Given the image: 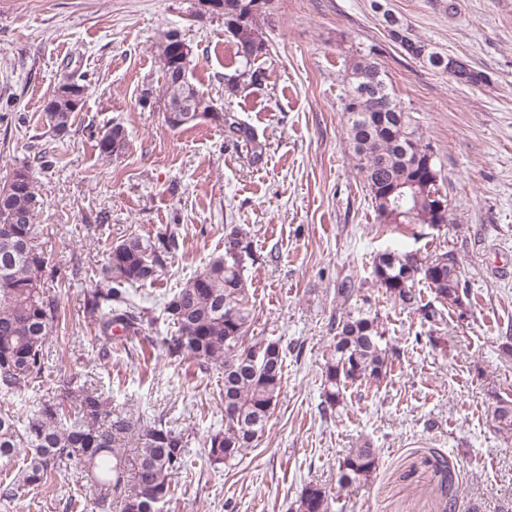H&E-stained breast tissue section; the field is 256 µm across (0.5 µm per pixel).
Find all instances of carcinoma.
Returning <instances> with one entry per match:
<instances>
[{"instance_id":"1","label":"carcinoma","mask_w":512,"mask_h":512,"mask_svg":"<svg viewBox=\"0 0 512 512\" xmlns=\"http://www.w3.org/2000/svg\"><path fill=\"white\" fill-rule=\"evenodd\" d=\"M242 2L224 0L228 7L224 28L232 35L243 66L238 79L230 84L233 90L242 81L254 84L260 79L261 72L252 69V64L264 47L260 42L251 53L242 52L244 41L258 36L253 17L243 22L242 30H234L236 20L229 12ZM401 43L409 57L438 71L448 69L447 55L432 48L421 55L427 48L425 42L404 36ZM161 64L164 106L175 111L177 118L190 116L188 121L170 123L171 127H193L199 119L209 117L224 122L230 134L252 140L247 128L212 111L195 89L190 81V58L166 46ZM347 75L350 81L342 97V119L356 166L369 188L377 223H448L450 212L436 216L427 202L412 212L394 197L382 199L385 189L398 180L417 182L420 193L425 182L433 192L442 191L441 169L417 120L392 93L378 63L358 55L350 59ZM69 81L65 78L44 106L46 122L57 137L70 132L74 113L81 109L64 91ZM364 91L378 95L387 105L378 112L353 107L350 98L356 99ZM122 138L123 129L118 125L98 133L99 152L112 155ZM30 169L29 164L20 166L13 179L0 187V460L10 462L20 450H26L14 477L0 482V500L10 501L24 488L44 487L61 463L71 461L90 478L97 492L94 508L99 512H109L114 506L121 512H163L172 477L187 469L189 444L188 437L163 417L135 418L78 376L62 381L57 397L36 402L23 419L7 402V397L44 377L48 336L61 318L57 301L44 288L49 260L36 245L40 200L33 190ZM174 248L173 230L155 241L133 235L110 248L100 271L104 286L88 294L86 300L102 334H109L114 327L129 331L155 321L130 289L156 281ZM255 254L250 236L231 229L224 235V251L213 256L163 305L165 320L172 328L171 336L163 341L168 356L222 369L224 428L210 433L206 440L207 456L213 464L229 463L254 446L265 432L282 388V345L249 335L252 317L244 271L248 262L255 261ZM373 276L387 299L431 325L443 321L442 310L435 303L461 308L468 297L460 264L449 252L425 261L411 252L387 250L374 262ZM422 282L435 301L423 300ZM358 293L359 287L349 277L336 288V296L348 310L333 323L336 336L324 371V403L332 408L340 405L348 387L379 383L389 366L387 350L381 347L378 316L352 302ZM116 432L132 433L135 446L117 447ZM377 466L376 449L352 448L339 461L338 482H365ZM328 509L327 490L310 484L292 512Z\"/></svg>"}]
</instances>
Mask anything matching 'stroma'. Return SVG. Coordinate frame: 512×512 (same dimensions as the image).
Listing matches in <instances>:
<instances>
[{
  "instance_id": "stroma-1",
  "label": "stroma",
  "mask_w": 512,
  "mask_h": 512,
  "mask_svg": "<svg viewBox=\"0 0 512 512\" xmlns=\"http://www.w3.org/2000/svg\"><path fill=\"white\" fill-rule=\"evenodd\" d=\"M435 50L486 75L454 81L402 52L385 14ZM262 85L231 90L236 48L223 16L197 0H0V186L35 152L43 201L40 244L64 279L46 278L62 319L49 339L42 383L12 398L19 411L52 397L78 374L134 413L164 415L191 437L188 470L172 479L163 512H290L303 488L331 492L329 512H512V0H273L260 20ZM178 31L193 49L191 81L214 110L232 113L245 140L206 119L171 128L162 97L161 39ZM371 54L433 146L448 192L447 224H380L341 121L344 62ZM82 75L84 104L68 136L53 137L43 105L64 75ZM118 125L112 156L95 136ZM177 228V248L136 297L164 296L224 250L239 227L259 260L245 272L251 333L282 343L280 397L257 447L234 465H212L206 437L224 423L221 371L176 363L164 319L105 338L85 309L101 287L113 244ZM388 249L431 258L453 252L470 300L428 328L387 300L373 276ZM360 284L379 317L392 366L377 385L347 388L322 404L336 288ZM371 444L379 465L367 482L339 485L338 461ZM457 488L448 510L447 481ZM92 505L73 465L46 487L0 500V512H65Z\"/></svg>"
}]
</instances>
